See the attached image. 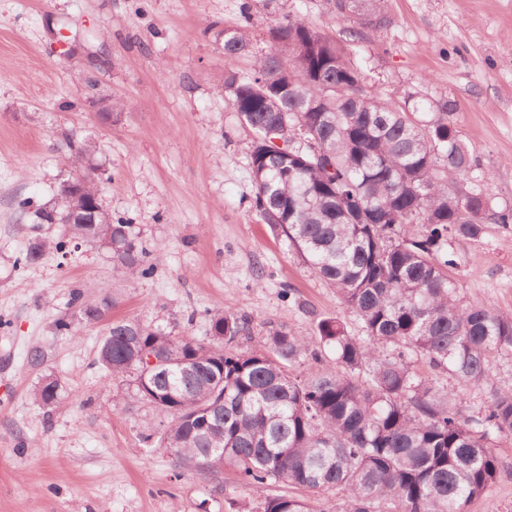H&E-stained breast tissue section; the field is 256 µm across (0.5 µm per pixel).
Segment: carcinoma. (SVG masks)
Here are the masks:
<instances>
[{"label": "carcinoma", "instance_id": "carcinoma-1", "mask_svg": "<svg viewBox=\"0 0 512 512\" xmlns=\"http://www.w3.org/2000/svg\"><path fill=\"white\" fill-rule=\"evenodd\" d=\"M257 7L273 16L269 49L250 75L224 78L255 133L253 206L334 288L364 335L337 317L319 320L314 338L270 324L262 348L240 351L252 319L226 310L212 316L206 342L115 321L98 360L113 376H133L163 422L158 447L179 464H230L254 494L272 480L309 492L267 498L263 512H324L316 503L330 491L329 512H468L498 479L512 388L493 390L467 415L463 392L439 390L416 364L480 388L497 355L512 352V316L464 300L447 274L451 243L481 239L488 223L512 231V206L448 190V176L476 167L453 102L372 96L354 60L307 18L279 13L278 0H242L245 21ZM333 10L351 36L369 26L359 0H333ZM251 54L249 27L224 29V55ZM36 218L63 225L58 253L77 241L110 243L118 268L152 273L131 225L107 212L96 224H72L53 206ZM43 251L35 243L16 264L34 265ZM145 349L161 360L146 376ZM306 360L311 370L295 374ZM35 398L56 404L57 382L45 379Z\"/></svg>", "mask_w": 512, "mask_h": 512}]
</instances>
